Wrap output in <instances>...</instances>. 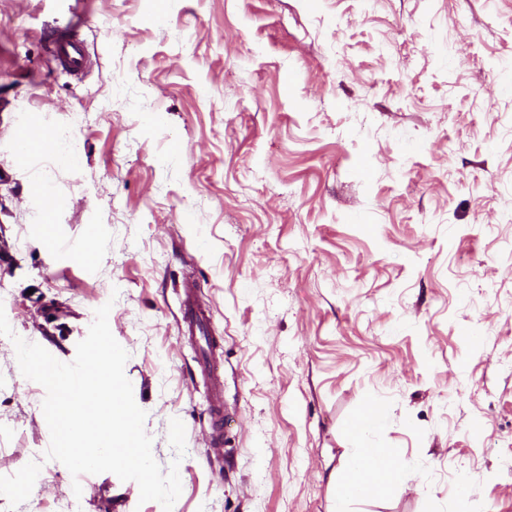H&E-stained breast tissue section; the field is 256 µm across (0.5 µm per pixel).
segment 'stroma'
<instances>
[{
    "label": "stroma",
    "instance_id": "obj_1",
    "mask_svg": "<svg viewBox=\"0 0 512 512\" xmlns=\"http://www.w3.org/2000/svg\"><path fill=\"white\" fill-rule=\"evenodd\" d=\"M74 23L79 80L41 37ZM41 132L81 163L20 156ZM187 277L223 338L220 451ZM106 304L172 512H332L348 448L412 475L353 512H512V0H0V308L69 363ZM13 337L0 512H163L47 459Z\"/></svg>",
    "mask_w": 512,
    "mask_h": 512
}]
</instances>
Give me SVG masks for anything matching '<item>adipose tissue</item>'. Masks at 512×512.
<instances>
[{"instance_id": "ef3b65f1", "label": "adipose tissue", "mask_w": 512, "mask_h": 512, "mask_svg": "<svg viewBox=\"0 0 512 512\" xmlns=\"http://www.w3.org/2000/svg\"><path fill=\"white\" fill-rule=\"evenodd\" d=\"M410 475L396 453L359 448L343 458L336 478L334 512H352L354 502L380 489L397 490Z\"/></svg>"}]
</instances>
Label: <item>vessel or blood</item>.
<instances>
[{"instance_id":"1","label":"vessel or blood","mask_w":512,"mask_h":512,"mask_svg":"<svg viewBox=\"0 0 512 512\" xmlns=\"http://www.w3.org/2000/svg\"><path fill=\"white\" fill-rule=\"evenodd\" d=\"M46 42L56 61L73 74H82L90 62L83 41L69 31L51 33ZM182 314L181 332L192 344L201 349L197 365L203 378L209 383V408L215 422L216 432L213 443L223 446L225 424L224 377L219 370L220 342L214 334L209 308L199 295V287L194 279L182 282L179 294Z\"/></svg>"}]
</instances>
